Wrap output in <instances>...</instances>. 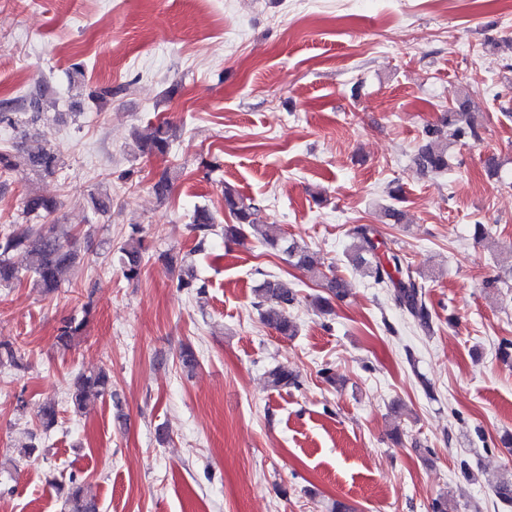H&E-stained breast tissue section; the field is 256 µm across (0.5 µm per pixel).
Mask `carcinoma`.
<instances>
[{"instance_id": "obj_1", "label": "carcinoma", "mask_w": 512, "mask_h": 512, "mask_svg": "<svg viewBox=\"0 0 512 512\" xmlns=\"http://www.w3.org/2000/svg\"><path fill=\"white\" fill-rule=\"evenodd\" d=\"M49 95L47 82H42L37 97L28 104L13 101L0 102V123L13 128H28L41 120L44 103ZM475 102L470 94L463 93L455 99L453 107L443 113L438 122L428 124L423 133L425 142L419 146L413 162L423 174H437L448 170V147L460 141L480 138L475 123L473 109ZM176 137L175 128L168 123H160L145 134L135 137V146L143 154H166ZM29 171L39 177L54 175L61 166L60 154L51 148H42L29 154ZM87 203L96 212H107L112 205L111 195L105 189L89 194ZM224 206L233 216L235 223L224 225V238L242 240L251 235L270 247L280 251L289 265L326 282L328 296L315 299L316 308L325 312L331 309V299L342 300L347 296V283L337 276L332 267L325 265L317 252L307 245L282 235H272L269 229L254 221L257 208L252 203H244L228 187L224 188ZM58 208L57 201L44 196L34 189L27 191L23 201V214L26 225L8 232H0V286H8L20 279L18 271L9 261V255L19 249L27 252L31 259L33 287L48 295L59 288L64 276L80 262L76 249V238L67 233L44 234L36 225ZM193 229L206 239L214 224L209 210L199 207L193 215ZM353 244L348 259L353 265L364 269L374 283L391 289L395 305L406 313L424 331L432 328L431 313L423 296V286L419 284L409 264L397 251L381 249L379 231L371 224H356L351 229ZM144 260L143 243L137 232H132L120 248L119 262L124 277L133 280L139 277ZM260 279L254 287L256 306L262 320L282 336H295L298 327L289 315L288 309L295 301V293L277 276L268 272H258ZM86 319H71L57 330L58 345L67 349L75 339L84 333ZM24 354L10 343L0 342V365L15 369L24 367ZM268 385L274 389H286L299 384L298 376L288 370L273 366L266 372ZM112 386L109 373L98 370L76 376L69 394L70 406L75 414L85 409L89 394L103 395ZM57 404L47 402L42 407L41 423L44 430L54 428L58 423ZM500 503L512 506V474L503 477L494 490ZM64 512H98L96 499L88 491L85 483L71 477L64 489Z\"/></svg>"}]
</instances>
